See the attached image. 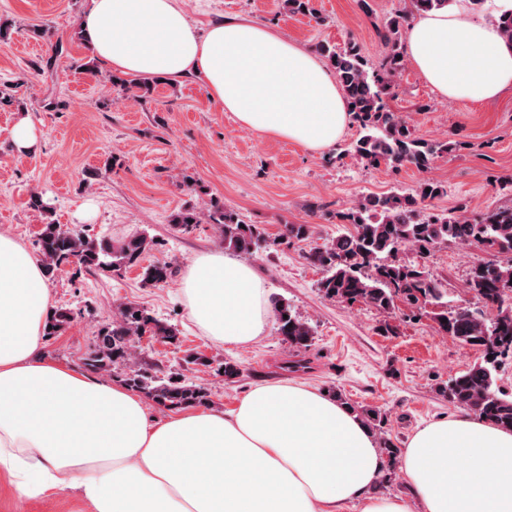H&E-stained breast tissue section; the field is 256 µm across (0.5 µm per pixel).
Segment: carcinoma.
<instances>
[{
  "label": "carcinoma",
  "mask_w": 512,
  "mask_h": 512,
  "mask_svg": "<svg viewBox=\"0 0 512 512\" xmlns=\"http://www.w3.org/2000/svg\"><path fill=\"white\" fill-rule=\"evenodd\" d=\"M448 2L410 0L408 9L387 19L378 30L387 51L377 66L368 62L355 43L343 47L316 45L336 76L347 105L351 106L352 120L359 127V136L347 152L360 161L371 166L385 164L392 169L412 165L426 171L436 157L453 150L446 141L432 143L419 137L386 102L395 96V78L405 69L409 18ZM281 6L290 15L317 17L314 0H281ZM110 81L132 99H141L153 89V82L147 79L113 75ZM446 193L442 182L426 179L412 193L365 195L348 210L336 214L345 231L310 249L306 259L324 272L319 291L325 298L375 309L384 317L379 326L381 333H396L390 319L398 312L408 319L426 313L441 335L481 348L482 360L440 386L438 392L454 406L512 430V393L495 383L498 368L512 361V203L496 206L473 219L466 217L465 202L448 212L422 215V203ZM171 223L183 232L197 224H215L221 229L224 249L239 255H252L263 247L293 240L305 242L314 235L311 224H285L272 239L265 228L245 223L216 199L204 209H180ZM454 244H474L486 253L469 269L466 291L474 302L465 307L448 300L443 279L432 274L427 265L436 251ZM36 245L45 277L53 279L71 265L89 273L118 274L138 265L153 241L135 235L114 246L104 237L91 238L48 219ZM175 274L172 263L155 261L143 268L142 281L157 287L170 282ZM274 315L282 341L298 351L313 346V327L287 301L275 302ZM72 319L74 314L68 310L55 311L46 322L45 335H59ZM143 336H159L171 344L178 343L176 328L161 323L139 304L125 303L115 319L101 324L97 342L85 353L82 364L92 372H110L127 364L131 348ZM124 382L168 410L210 401V393L203 385L168 376L160 369L151 373L140 365L131 367L124 374ZM332 394L364 421L389 464H394L398 448L384 430L386 416L382 410L356 406L339 389Z\"/></svg>",
  "instance_id": "carcinoma-1"
}]
</instances>
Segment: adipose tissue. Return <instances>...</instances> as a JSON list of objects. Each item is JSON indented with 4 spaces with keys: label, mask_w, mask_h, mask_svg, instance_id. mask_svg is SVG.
Instances as JSON below:
<instances>
[{
    "label": "adipose tissue",
    "mask_w": 512,
    "mask_h": 512,
    "mask_svg": "<svg viewBox=\"0 0 512 512\" xmlns=\"http://www.w3.org/2000/svg\"><path fill=\"white\" fill-rule=\"evenodd\" d=\"M86 46L107 69L194 76L244 128L321 152L350 114L308 48L249 19L199 28L179 0H87ZM407 60L440 96L512 93V40L464 7L423 13ZM186 311L205 336L252 345L268 325L254 269L216 249L186 264ZM51 294L36 256L0 234V470L16 500L74 490L92 512H512V432L474 416L419 426L398 454L409 496L381 493L385 461L364 423L299 381L252 385L231 410L161 421L124 384L43 355Z\"/></svg>",
    "instance_id": "1"
}]
</instances>
